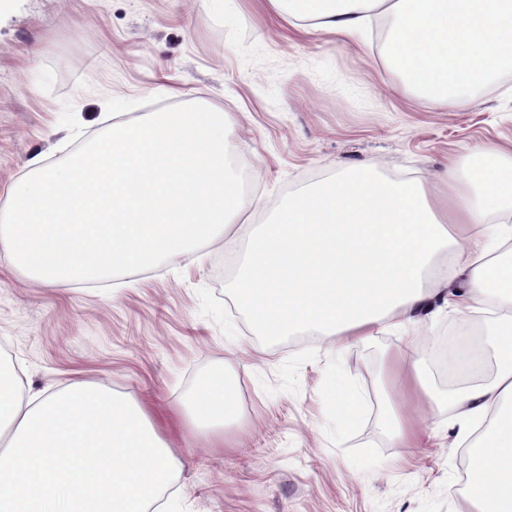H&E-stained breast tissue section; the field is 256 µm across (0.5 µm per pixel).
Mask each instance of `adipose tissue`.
<instances>
[{
    "label": "adipose tissue",
    "instance_id": "obj_1",
    "mask_svg": "<svg viewBox=\"0 0 512 512\" xmlns=\"http://www.w3.org/2000/svg\"><path fill=\"white\" fill-rule=\"evenodd\" d=\"M289 21L361 36L373 7L387 26L386 68L415 97L467 104L512 77V0H270ZM477 163L449 161L443 178L453 206L429 200L422 182L396 185L371 169H351L304 196L262 230L243 227L244 245L226 261L228 276L263 336H342L382 330L390 311L401 323L472 306L489 285L512 288V264L488 275L483 255L512 240V156L476 147ZM468 225L471 246L442 278L432 258L448 243L447 223ZM471 355L440 345L437 354L461 379L479 376L487 349L501 364L498 380L455 392L451 427L457 443L512 447V321L469 324ZM230 376L212 366L189 415L153 412L89 382L43 393L21 389L0 365V512H149L181 475L165 429L189 420L192 435L223 437L234 410ZM481 481L469 512H512V469L476 460Z\"/></svg>",
    "mask_w": 512,
    "mask_h": 512
}]
</instances>
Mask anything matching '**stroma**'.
Listing matches in <instances>:
<instances>
[{
	"instance_id": "obj_1",
	"label": "stroma",
	"mask_w": 512,
	"mask_h": 512,
	"mask_svg": "<svg viewBox=\"0 0 512 512\" xmlns=\"http://www.w3.org/2000/svg\"><path fill=\"white\" fill-rule=\"evenodd\" d=\"M230 2L247 25L225 29L209 0H0V187L34 156L60 162L113 120L173 104L223 111L233 156L254 174L230 236L280 207L287 184L368 164L385 181L422 179L441 195L449 157L466 165L477 145L512 150V79L480 102L439 107L409 95L379 49L286 23L268 0ZM199 254L177 270L65 290L0 251V354L32 389L86 381L170 412L189 408L206 372L225 365L236 407L223 447L167 435L182 462L169 491L180 512H457L475 469L448 429L460 383L431 363L406 395H395V379L449 327L502 318L511 304L501 291L358 342H272L225 273L223 240ZM332 373L361 401L340 435L327 409ZM399 420L420 447H394Z\"/></svg>"
}]
</instances>
